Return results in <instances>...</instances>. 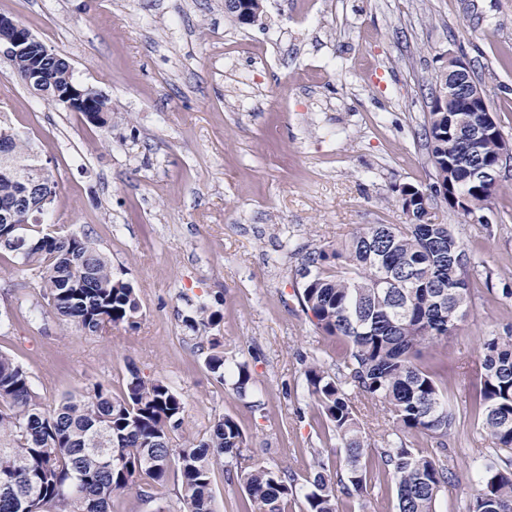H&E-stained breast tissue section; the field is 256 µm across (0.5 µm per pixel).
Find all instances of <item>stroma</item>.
<instances>
[{"label": "stroma", "mask_w": 512, "mask_h": 512, "mask_svg": "<svg viewBox=\"0 0 512 512\" xmlns=\"http://www.w3.org/2000/svg\"><path fill=\"white\" fill-rule=\"evenodd\" d=\"M75 80L100 91L112 125L100 128L32 94L0 57V123L12 128L58 184L43 220L87 234L114 276L137 290L136 328L88 334L40 313L37 279L0 252V350L27 370L48 406L93 383L112 394L129 366L167 378L185 404L181 434L205 435L234 417L252 462L313 471L330 436L309 397L306 364L335 369L342 351L315 333L297 294L301 251L365 224H397L390 199L433 179L423 137L429 90L447 54H465L503 136L512 141V0H264L244 24L224 0H0ZM488 225L433 201L429 219L452 225L479 274L460 329L425 352L443 365L448 401L463 405L483 336L512 327V171ZM221 320L204 335L184 320L200 306ZM224 354L204 365L202 336ZM254 385L238 395L234 370ZM457 481L436 512L469 499L487 442L474 412L448 435ZM231 460L214 468L217 512H243ZM370 494L344 512H396L377 459ZM169 473L151 502L112 499V512H183Z\"/></svg>", "instance_id": "obj_1"}]
</instances>
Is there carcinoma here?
<instances>
[{
  "label": "carcinoma",
  "mask_w": 512,
  "mask_h": 512,
  "mask_svg": "<svg viewBox=\"0 0 512 512\" xmlns=\"http://www.w3.org/2000/svg\"><path fill=\"white\" fill-rule=\"evenodd\" d=\"M55 83L74 80L67 60L43 57ZM448 75L436 76L424 132L434 168L429 185H403L393 197L402 224H365L345 240L305 251L299 302L315 332L342 341L346 350L330 373L318 360L305 368L310 396L345 457L332 470L317 458L307 477L300 512H340V497L369 494L371 444L355 409L364 396L381 404V464L396 487L397 512H436L442 488L457 479L449 466L448 432L456 412L448 404L436 366L423 352L456 334L470 303L473 257L449 224H433L431 201L483 223L480 212L500 190L497 169L509 145L501 131L478 141L483 112H456L459 99L437 108ZM31 155L19 137L0 150V210L18 190V172ZM0 250L8 251L39 279L44 307L90 334L108 327L134 328L141 311L132 284L115 277L88 236L60 228L47 235L37 224H0ZM221 315L202 308L185 319L192 330L213 326ZM213 351L206 368L224 378V356ZM472 404L481 433L492 445L478 467L479 488L465 512H512V331L481 343ZM185 406L171 383L129 370L119 395L96 383L80 396L49 408L33 390L26 370L0 351V512H112L117 494L152 498L171 469L179 473L185 512H216L211 470L225 456L240 466L251 512H288L297 479L248 463L244 433L231 416L207 436L173 444ZM423 438L433 448H416Z\"/></svg>",
  "instance_id": "obj_1"
}]
</instances>
